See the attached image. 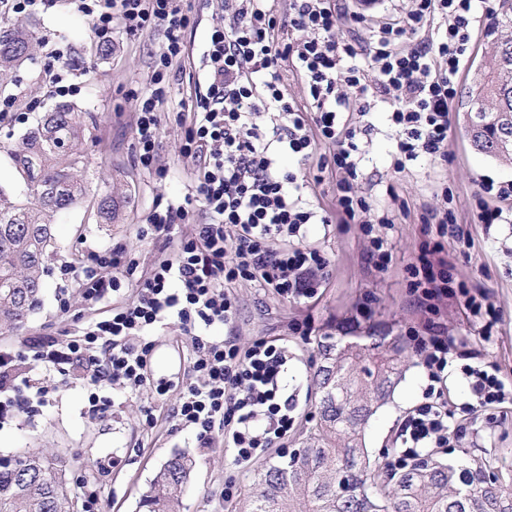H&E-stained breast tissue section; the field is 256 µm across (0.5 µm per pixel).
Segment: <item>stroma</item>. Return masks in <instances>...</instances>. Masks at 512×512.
Segmentation results:
<instances>
[{
    "instance_id": "obj_1",
    "label": "stroma",
    "mask_w": 512,
    "mask_h": 512,
    "mask_svg": "<svg viewBox=\"0 0 512 512\" xmlns=\"http://www.w3.org/2000/svg\"><path fill=\"white\" fill-rule=\"evenodd\" d=\"M191 18L185 30L188 54L174 62L168 75L173 99L163 108V151L160 163L168 168L161 178L145 170L138 161L132 123L136 97L147 91L153 60L164 43L161 31L129 34L113 24L109 35L114 48L99 58V38L89 19L78 11L75 0H54L53 7L36 15L40 46L32 61L18 71L13 83L0 88V144H12L33 126L38 116L58 100L57 76L76 84L77 93L68 103L84 111L92 136L87 182L89 192L82 204L66 213L55 227L59 251L55 269L43 290L42 304L30 317L23 335L0 331V345L20 344L25 336H55L66 339L85 322L106 315L111 300L87 304L78 288L70 290L68 312L59 309L61 281L57 267L80 269L89 248L127 245L136 249L141 269H149L162 242L136 238L138 224L158 201L183 196L195 179L192 163L178 153V142L190 116L185 101L197 89L199 57L213 25L221 23L224 0H187ZM375 131L365 143L363 173L366 187L376 203H385L387 187L407 199L412 215L399 218L394 234L395 248L388 269L370 273L364 261L361 233L355 224L309 227L308 240L323 249L329 259V277L317 301L289 302L273 295H261L239 287L237 332L241 342L284 338L288 364L282 376L285 396L295 406V422L282 444L266 449L267 461L287 460L289 452L303 447L316 424L319 395L311 377L321 364L317 343L323 336H341L355 330L363 336L405 337L418 319L410 305L407 268L418 252L423 227L416 216L436 202L440 183L452 191L457 222L468 233L466 243L448 236L444 244L453 258L455 283L488 295L496 311L493 324L474 318L456 305L448 308V333L455 336L460 350L477 353L480 361L494 364L500 376L512 380V223L478 224L474 221L475 193L486 182L512 181V166L493 161L474 150L458 115H451L448 139L449 161L427 159L410 165L404 172L389 168L392 145L384 136V107L370 116ZM119 182L125 195L115 223L107 224L97 211V191L103 179ZM311 321L310 337L292 332L294 322ZM151 355L154 376L183 371L191 346L178 328L159 331ZM460 361L449 365L448 407L454 410L452 423L457 445L442 450L441 458L454 464L473 460L488 463L492 472L512 470V412L494 410L478 420L465 416L473 396L461 375ZM427 377L416 361H409L402 379L387 404L380 407L365 426V443L371 458L387 464L401 453L396 444L399 426L407 413L424 400ZM87 387L78 380L60 384L55 396L38 411L0 426V456H12L36 448H47L69 459V483L75 499H82V485L93 481L104 512H138L161 464L174 453H184L195 462L193 477L183 497V512H233L235 501L224 500L225 484L238 493L250 488L256 466H236L232 455L216 447L202 453L193 433L172 429L171 410L178 395L171 392L155 403V426L142 431L136 403L119 392L109 395L111 407L105 416L91 415L87 408Z\"/></svg>"
}]
</instances>
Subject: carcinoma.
<instances>
[{
	"label": "carcinoma",
	"instance_id": "cac0c4a2",
	"mask_svg": "<svg viewBox=\"0 0 512 512\" xmlns=\"http://www.w3.org/2000/svg\"><path fill=\"white\" fill-rule=\"evenodd\" d=\"M491 50L471 71L464 124L473 148L512 164V12L493 18ZM35 24L0 27V85L31 57ZM88 128L82 111L59 103L15 145H0L26 186L25 198L0 189V329L18 331L41 304L55 226L86 194ZM112 190L99 200L108 222L118 216ZM322 391L317 429L284 464L257 470L239 512H512V473L484 482L486 465L444 462L432 454L402 472L383 474L370 459L364 428L402 377L410 355L397 338L342 336L319 344ZM193 461L173 453L162 464L142 506L180 512ZM0 512H75L66 465L53 454L0 457Z\"/></svg>",
	"mask_w": 512,
	"mask_h": 512
}]
</instances>
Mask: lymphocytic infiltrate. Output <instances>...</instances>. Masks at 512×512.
I'll return each instance as SVG.
<instances>
[{
  "mask_svg": "<svg viewBox=\"0 0 512 512\" xmlns=\"http://www.w3.org/2000/svg\"><path fill=\"white\" fill-rule=\"evenodd\" d=\"M183 2L78 0L96 34L108 33L116 20L132 34H164L151 87L138 96L133 119L139 162L161 178L167 70L186 54ZM481 16L479 0H408L403 13L377 20L348 0H288L281 14L270 0H224V21L213 26L202 51L204 90L189 106L191 122L179 143L181 156L196 167L194 186L155 205L136 231L142 241L174 242L173 251L144 273L127 247L89 252L78 278L83 299L93 305L124 288L129 296H119L107 317L66 344L38 336L23 351L1 346L0 425L48 402L57 376L77 374L93 388L88 411L95 416L110 406L99 389L136 395L147 386L163 396L178 388L175 429L193 432L204 450L223 440L240 465L284 438L294 423L280 386L288 349L272 339L240 342L235 288L246 284L294 302L315 298L329 261L306 242L311 224L358 225L368 264L387 268L396 216L407 204L391 189L388 202L376 205L365 188L359 142L374 131L368 116L384 104L393 172L421 157L447 160L450 106ZM288 73L299 79L300 96L289 94ZM284 155L300 164L316 160L318 172L335 181L331 208L311 203L306 172L282 167ZM437 198L419 221L437 225L439 236L420 242L409 267L412 305L424 319L408 336L429 384L425 403L402 424L404 463L453 447L445 391L454 341L443 314L455 296L472 314L483 307L477 296L453 288L442 237L457 219L452 195L443 190ZM186 223L190 231L180 232ZM174 323L192 355L182 377L158 378L150 367L152 335ZM24 358L45 376L21 375L16 363ZM461 372L474 396L470 415L512 406V384L497 371L466 363Z\"/></svg>",
  "mask_w": 512,
  "mask_h": 512,
  "instance_id": "f902f5d3",
  "label": "lymphocytic infiltrate"
}]
</instances>
